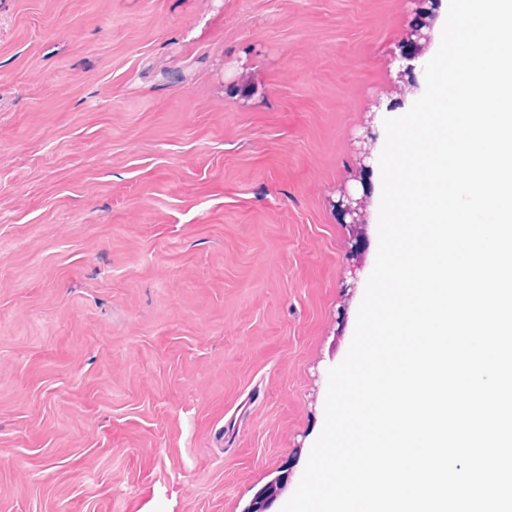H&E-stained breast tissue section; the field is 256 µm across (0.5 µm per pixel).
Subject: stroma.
Returning <instances> with one entry per match:
<instances>
[{"instance_id":"35a3bbf8","label":"stroma","mask_w":512,"mask_h":512,"mask_svg":"<svg viewBox=\"0 0 512 512\" xmlns=\"http://www.w3.org/2000/svg\"><path fill=\"white\" fill-rule=\"evenodd\" d=\"M412 0H0V512H267L378 248ZM360 237L359 249L350 240ZM341 198L336 204V210L340 215L341 221L344 224H365V197L363 194L361 197H356V193L345 187L341 191Z\"/></svg>"}]
</instances>
